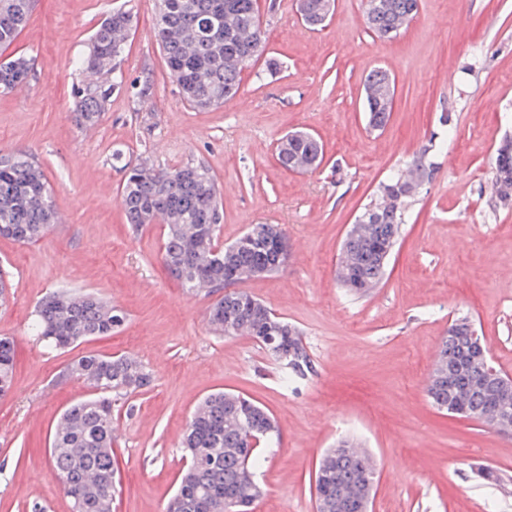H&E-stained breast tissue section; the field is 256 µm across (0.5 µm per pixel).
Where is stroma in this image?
I'll list each match as a JSON object with an SVG mask.
<instances>
[{"instance_id":"stroma-1","label":"stroma","mask_w":512,"mask_h":512,"mask_svg":"<svg viewBox=\"0 0 512 512\" xmlns=\"http://www.w3.org/2000/svg\"><path fill=\"white\" fill-rule=\"evenodd\" d=\"M117 8L133 17L123 86L91 131L73 118L72 63ZM259 12L264 54L244 69L238 94L211 111L182 102L154 37L155 0H37L17 40L0 48V57L32 63L25 95H0V150L37 154L66 217L30 244L0 238V271L12 283L0 337L17 343L13 391L0 399V512H29L35 501L72 512L49 447L62 411L91 393L62 375L88 352L133 356L153 375L147 391L114 402L121 491L112 512H165L189 416L222 390L266 407L280 430L278 443L257 450L265 494L252 512H314L315 467L343 438L375 460L372 512H512V436L438 411L425 390L432 352L461 314L494 366L512 374V205L484 191L497 146L512 137V0H420L393 38L368 29L363 0H335L316 30L296 0H259ZM269 57L278 72L268 73ZM376 67L396 79L381 131L363 112L362 81ZM294 130L321 138L315 170L278 164L276 144ZM431 144L440 171L412 206L382 284L347 292L336 261L348 225L379 182ZM116 150L163 167L208 166L221 192V243L253 224L282 225L287 265L243 288L302 329L313 377L283 386L251 337L210 329L213 298L186 293L168 273L159 226L126 224ZM58 290L96 293L125 322L112 335L49 348L31 325L37 304ZM487 470L498 484H487Z\"/></svg>"}]
</instances>
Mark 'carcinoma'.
Instances as JSON below:
<instances>
[{
    "mask_svg": "<svg viewBox=\"0 0 512 512\" xmlns=\"http://www.w3.org/2000/svg\"><path fill=\"white\" fill-rule=\"evenodd\" d=\"M35 0H0V47L10 45L26 26ZM333 0H304L302 18L315 29L327 21ZM368 28L378 37L393 38L404 30L419 9V0H364ZM131 14L121 8L109 12L90 36L85 55L74 64L77 83L73 112L77 124L91 128L107 112L121 83L113 78L121 64ZM154 36L165 66L174 78L181 100L198 110H209L235 96L247 65L263 51L265 35L257 0H157ZM30 61L23 57L0 60V94L28 83ZM367 125L383 129L393 109L395 82L383 68L364 77ZM279 164L290 171L308 172L323 160V144L314 135L294 131L276 147ZM440 170L430 148L416 152L387 180L381 182L355 220L359 227L346 232L337 258L344 272L343 287L365 294L378 287L418 197L414 189L431 183ZM119 187L126 223L137 231L149 224L163 226L161 257L169 274L193 294L204 286L224 291L209 307L208 321L226 337L250 336L284 369L286 387L314 373L313 361L299 328L273 312L259 299L243 307L247 294L240 285L283 267L277 241L284 230L278 224H253L234 242L221 246L220 190L203 164L160 168L128 161ZM496 200L512 203V152L496 154L493 166ZM56 205L38 159L27 152H0V237L20 243L39 240L56 222ZM124 322L112 304L91 292H56L39 303L35 336L47 346L65 350L76 343L109 336ZM472 320L456 317L439 346L437 368L458 367L456 391L464 394L469 415L491 409L489 391L480 387L486 376L471 340ZM276 337L270 344L266 337ZM16 360L14 341L0 338V398L12 389ZM65 375L87 383L91 398L69 405L55 425L50 461L53 472L72 499L73 512H112L118 480L114 460L117 436L112 418V394L129 396L148 389L152 373L126 355L89 354L71 362ZM428 397L448 409V385L426 387ZM267 442L278 437L272 415L251 399L215 392L195 407L180 447L186 464L176 494L166 512H247L251 488L244 469L256 471L259 459L254 437ZM364 465L344 451L333 459L323 493L331 498L362 479Z\"/></svg>",
    "mask_w": 512,
    "mask_h": 512,
    "instance_id": "obj_1",
    "label": "carcinoma"
}]
</instances>
